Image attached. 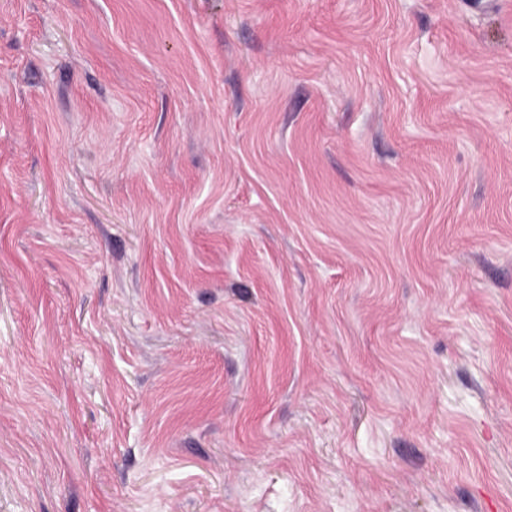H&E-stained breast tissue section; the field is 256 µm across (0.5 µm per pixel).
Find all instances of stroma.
I'll list each match as a JSON object with an SVG mask.
<instances>
[{
    "instance_id": "stroma-1",
    "label": "stroma",
    "mask_w": 512,
    "mask_h": 512,
    "mask_svg": "<svg viewBox=\"0 0 512 512\" xmlns=\"http://www.w3.org/2000/svg\"><path fill=\"white\" fill-rule=\"evenodd\" d=\"M0 512H512V0H0Z\"/></svg>"
}]
</instances>
